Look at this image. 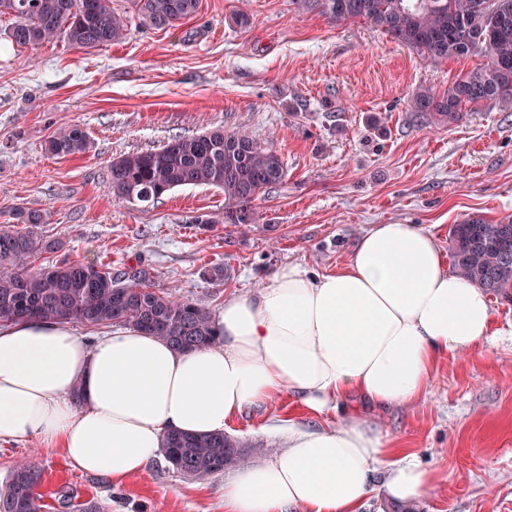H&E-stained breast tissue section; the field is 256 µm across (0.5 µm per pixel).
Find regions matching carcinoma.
Returning <instances> with one entry per match:
<instances>
[{
  "label": "carcinoma",
  "instance_id": "carcinoma-1",
  "mask_svg": "<svg viewBox=\"0 0 512 512\" xmlns=\"http://www.w3.org/2000/svg\"><path fill=\"white\" fill-rule=\"evenodd\" d=\"M140 24L173 29L194 16L199 0H131ZM336 21H362L437 64L448 58L483 55L487 64L459 75L437 92L420 88L410 99L430 125L457 121L471 104H512V0H304ZM13 23L8 38L17 46H38L61 37L68 46L91 50L125 36L126 15L112 0H0V16ZM45 149L57 157L89 149L78 124L50 136ZM282 158L247 131L208 129L178 136L156 150L120 156L110 167L113 197L149 204L185 186H208L224 194L223 216L205 224H253L259 196L285 178ZM18 231L0 225V322L45 319L92 326L120 324L153 335L177 352L220 344L214 314L205 305L146 285L142 271L112 272L80 261L42 264L37 260L63 247L38 232L37 210L18 209ZM455 273L502 299L512 298V217L489 222L469 217L450 227ZM162 452L178 472L205 480L244 461L247 450L224 435L169 431ZM44 469L34 461L16 465L0 488V512H42Z\"/></svg>",
  "mask_w": 512,
  "mask_h": 512
}]
</instances>
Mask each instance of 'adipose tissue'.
Returning a JSON list of instances; mask_svg holds the SVG:
<instances>
[{"instance_id": "adipose-tissue-1", "label": "adipose tissue", "mask_w": 512, "mask_h": 512, "mask_svg": "<svg viewBox=\"0 0 512 512\" xmlns=\"http://www.w3.org/2000/svg\"><path fill=\"white\" fill-rule=\"evenodd\" d=\"M214 321L223 343L185 353L121 325L91 344L64 323L1 325L0 439L57 443L79 470L119 483L159 457L166 431L220 433L286 391L319 416L354 395L411 403L440 356L486 340L491 310L429 231L377 224L343 268L315 276L285 266L256 295L225 298ZM379 473L397 500L439 480L353 422L289 429L272 461L225 482L224 501L230 512H360Z\"/></svg>"}]
</instances>
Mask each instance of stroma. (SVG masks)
Listing matches in <instances>:
<instances>
[{"mask_svg": "<svg viewBox=\"0 0 512 512\" xmlns=\"http://www.w3.org/2000/svg\"><path fill=\"white\" fill-rule=\"evenodd\" d=\"M242 14L248 27L236 23ZM10 24L0 17V222L18 208L45 213L40 232L64 243L53 261L142 269L157 290L216 311L284 266L342 268L376 224L422 226L445 249L464 218L512 215V107L484 103L429 126L408 105L418 88L445 90L485 56L431 65L363 22L299 0H200L177 28L134 19L122 40L89 52L60 39L13 45ZM71 124L84 127L89 151L47 153L48 138ZM214 127L247 129L284 161L283 182L254 203L256 223H201L224 210L223 193L206 186L146 207L113 198V159ZM215 264L227 270L220 286L201 276ZM489 303V340L441 357L412 403L319 417L285 395L248 407L225 433L252 467L286 448L289 427L356 420L439 472L415 499L420 512H512V303ZM24 459L44 470L46 512H65L55 496L63 486L107 512H226L224 484L237 473L193 480L160 458L115 485L41 439H2L0 484Z\"/></svg>", "mask_w": 512, "mask_h": 512, "instance_id": "stroma-1", "label": "stroma"}]
</instances>
